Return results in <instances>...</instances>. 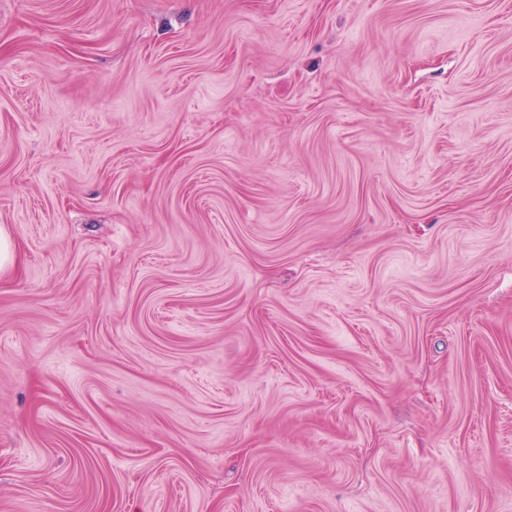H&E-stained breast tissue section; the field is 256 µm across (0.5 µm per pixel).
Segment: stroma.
Instances as JSON below:
<instances>
[{
  "label": "stroma",
  "mask_w": 512,
  "mask_h": 512,
  "mask_svg": "<svg viewBox=\"0 0 512 512\" xmlns=\"http://www.w3.org/2000/svg\"><path fill=\"white\" fill-rule=\"evenodd\" d=\"M0 512H512V0H0Z\"/></svg>",
  "instance_id": "1"
}]
</instances>
